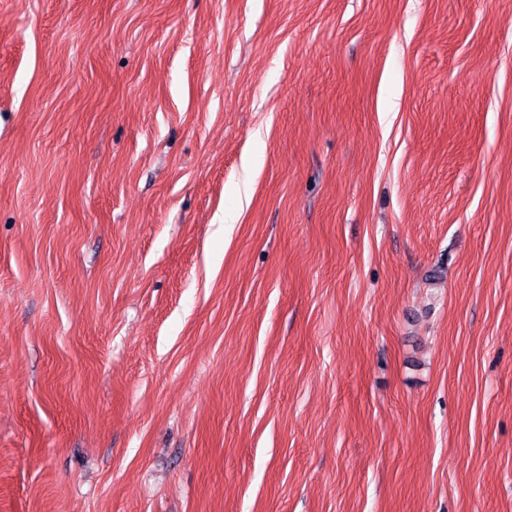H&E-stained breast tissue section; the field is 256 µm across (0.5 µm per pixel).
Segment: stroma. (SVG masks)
Segmentation results:
<instances>
[{"label":"stroma","instance_id":"obj_1","mask_svg":"<svg viewBox=\"0 0 512 512\" xmlns=\"http://www.w3.org/2000/svg\"><path fill=\"white\" fill-rule=\"evenodd\" d=\"M0 512H512V0H0Z\"/></svg>","mask_w":512,"mask_h":512}]
</instances>
